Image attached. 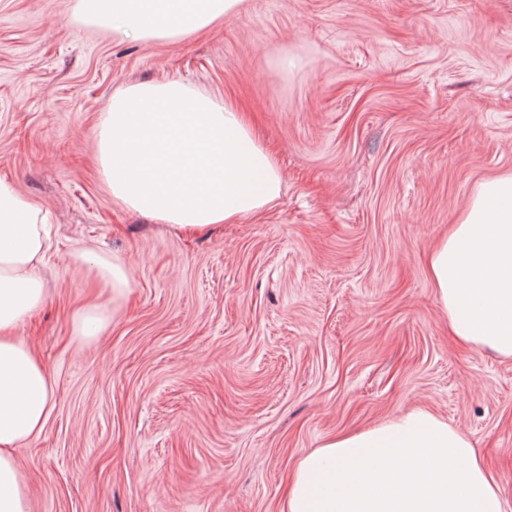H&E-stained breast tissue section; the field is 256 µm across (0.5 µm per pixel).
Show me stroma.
<instances>
[{
  "label": "stroma",
  "instance_id": "1",
  "mask_svg": "<svg viewBox=\"0 0 512 512\" xmlns=\"http://www.w3.org/2000/svg\"><path fill=\"white\" fill-rule=\"evenodd\" d=\"M75 5L0 0V178L50 218L20 330L55 388L16 450L31 512H281L301 456L415 409L512 502V360L450 336L425 270L475 186L512 171V0H246L174 42ZM162 78L246 112L283 175L262 214L187 235L113 202L99 119ZM90 302L104 327L83 339ZM74 258V264L78 268L86 272L88 270L95 272L104 286L112 289L129 286V277L123 266L108 262L99 257L89 264L88 255L86 253L76 254Z\"/></svg>",
  "mask_w": 512,
  "mask_h": 512
}]
</instances>
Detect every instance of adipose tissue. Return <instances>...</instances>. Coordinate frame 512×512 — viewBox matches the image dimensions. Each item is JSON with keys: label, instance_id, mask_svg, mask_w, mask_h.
<instances>
[{"label": "adipose tissue", "instance_id": "adipose-tissue-1", "mask_svg": "<svg viewBox=\"0 0 512 512\" xmlns=\"http://www.w3.org/2000/svg\"><path fill=\"white\" fill-rule=\"evenodd\" d=\"M244 0H77L84 25L145 42L207 31ZM100 173L115 202L179 231L255 215L282 175L245 115L168 78L119 89L98 134ZM47 217L0 179V512H29L13 455L53 407L43 363L16 336L45 297ZM431 283L457 339L512 359V172L480 182L430 250ZM285 512H512L447 421L414 410L325 441L297 463Z\"/></svg>", "mask_w": 512, "mask_h": 512}]
</instances>
